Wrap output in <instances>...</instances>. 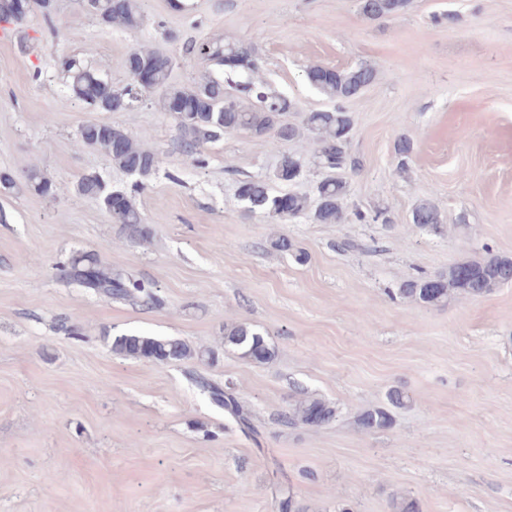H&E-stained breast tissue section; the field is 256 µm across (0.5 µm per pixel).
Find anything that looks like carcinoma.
Segmentation results:
<instances>
[{
  "instance_id": "carcinoma-1",
  "label": "carcinoma",
  "mask_w": 512,
  "mask_h": 512,
  "mask_svg": "<svg viewBox=\"0 0 512 512\" xmlns=\"http://www.w3.org/2000/svg\"><path fill=\"white\" fill-rule=\"evenodd\" d=\"M14 2L0 0V23L14 24L25 19V16L15 13ZM408 4L409 0H360V12L365 19L376 21L401 14ZM87 10L108 28L133 31L142 25L140 0H90ZM227 55L237 62L236 74L257 69L256 48L231 40L222 43H185L177 54L141 47L132 51L125 61L131 77L138 68L146 67L153 71L156 82L154 92L158 93L156 105L173 118L184 152L188 153L196 166L206 164L202 151L204 145L240 131H248L256 137L272 133L285 144L297 141L309 132L314 135L315 156L323 169L333 173L359 166V161L349 152L353 120L340 106L310 112L303 125L299 126L283 120V115L291 107L290 100L283 95L270 93L260 80L249 78L237 83L235 95L226 91L224 82L211 78L191 87L170 85V73L178 61L197 56L222 64ZM61 67L68 74L71 92L97 112H126L136 100L132 95V83L123 89H115L108 80L84 67L75 58L62 59ZM308 78L323 95L340 103L371 85L377 79V73L364 65L337 71L313 64L308 68ZM78 142L101 150L112 165L142 179V182L134 185V189L122 191L121 198L114 202L111 201L113 189L95 173L79 180L77 192L99 202L111 223L121 225L134 238L148 241L152 229L145 224L133 193L157 171L160 163L158 155L143 148L124 128L108 122L86 123L80 129ZM301 172L300 160L287 152L274 172V180L290 183ZM25 185L41 195L54 192L52 181L37 168L26 172ZM237 195L248 211L264 214L274 220L305 216L317 224H341L346 219L343 202L348 195V185L338 177L329 176L318 183L313 203L297 194L273 193L269 180L262 177L238 181ZM412 222L437 234L443 233L441 214L430 202L423 201L416 205ZM61 274L67 282L110 299H138L146 305H162V299L150 284L112 270V266L92 253L73 254L62 264ZM509 283H512V258L491 256L455 263L448 267V272L439 275L413 277L397 288V295L425 305L440 306L459 296L484 297ZM224 345L254 363H267L274 356L266 334L243 322L224 325ZM111 348L115 354L147 362H177L197 355L181 339L144 334L118 335L112 339ZM197 384L209 394L214 404L224 408L243 432L252 437L258 436L250 411L231 390L203 378L197 380ZM337 417L338 408L335 405L325 399L309 396L295 403L288 413V424L300 422L320 427L330 424ZM392 424V415L385 407L364 410L354 419V425L366 433L388 429Z\"/></svg>"
}]
</instances>
